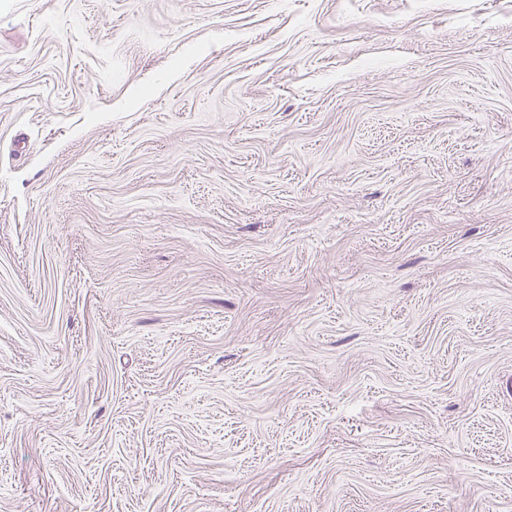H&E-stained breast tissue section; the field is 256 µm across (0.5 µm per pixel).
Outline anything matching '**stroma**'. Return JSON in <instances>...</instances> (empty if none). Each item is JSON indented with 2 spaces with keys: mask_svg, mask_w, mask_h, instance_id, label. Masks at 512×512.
Segmentation results:
<instances>
[{
  "mask_svg": "<svg viewBox=\"0 0 512 512\" xmlns=\"http://www.w3.org/2000/svg\"><path fill=\"white\" fill-rule=\"evenodd\" d=\"M0 512H512V0H0Z\"/></svg>",
  "mask_w": 512,
  "mask_h": 512,
  "instance_id": "stroma-1",
  "label": "stroma"
}]
</instances>
